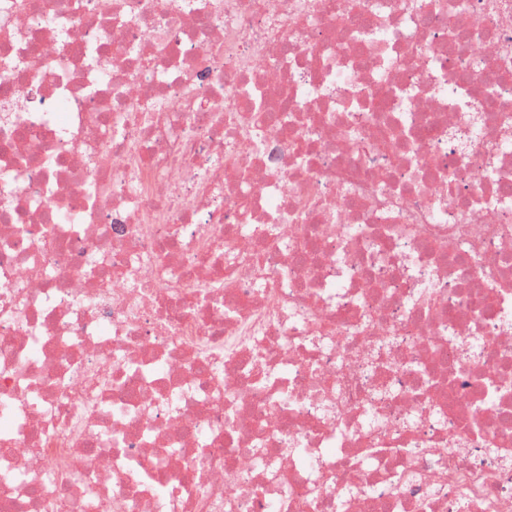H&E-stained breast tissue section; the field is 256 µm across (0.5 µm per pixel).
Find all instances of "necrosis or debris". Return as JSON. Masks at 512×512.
Segmentation results:
<instances>
[{
    "mask_svg": "<svg viewBox=\"0 0 512 512\" xmlns=\"http://www.w3.org/2000/svg\"><path fill=\"white\" fill-rule=\"evenodd\" d=\"M512 512V0H0V512Z\"/></svg>",
    "mask_w": 512,
    "mask_h": 512,
    "instance_id": "necrosis-or-debris-1",
    "label": "necrosis or debris"
}]
</instances>
